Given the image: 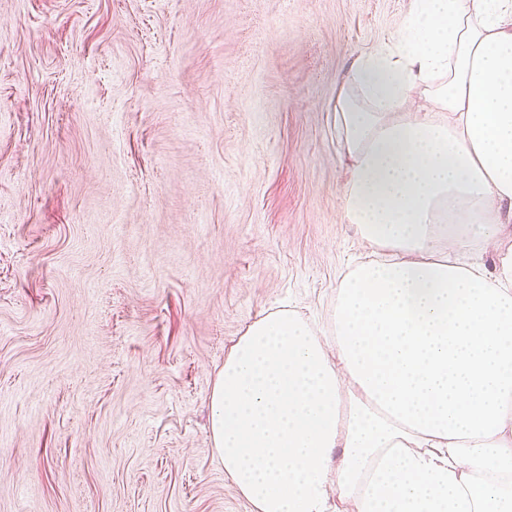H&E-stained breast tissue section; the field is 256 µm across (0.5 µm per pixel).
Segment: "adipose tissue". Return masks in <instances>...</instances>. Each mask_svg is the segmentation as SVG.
<instances>
[{
	"instance_id": "obj_1",
	"label": "adipose tissue",
	"mask_w": 512,
	"mask_h": 512,
	"mask_svg": "<svg viewBox=\"0 0 512 512\" xmlns=\"http://www.w3.org/2000/svg\"><path fill=\"white\" fill-rule=\"evenodd\" d=\"M423 106H415V97ZM344 219L334 343L287 310L214 381L211 437L254 512H512V0H412L333 110Z\"/></svg>"
}]
</instances>
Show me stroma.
<instances>
[{"mask_svg":"<svg viewBox=\"0 0 512 512\" xmlns=\"http://www.w3.org/2000/svg\"><path fill=\"white\" fill-rule=\"evenodd\" d=\"M411 0H0V512H254L216 373L364 254L336 92Z\"/></svg>","mask_w":512,"mask_h":512,"instance_id":"1","label":"stroma"}]
</instances>
